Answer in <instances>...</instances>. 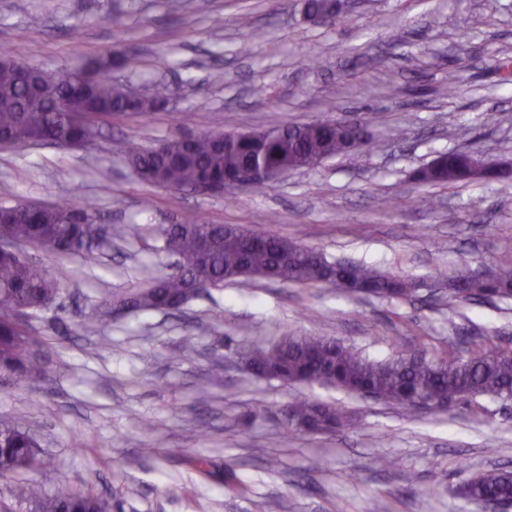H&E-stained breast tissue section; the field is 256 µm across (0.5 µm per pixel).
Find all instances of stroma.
Wrapping results in <instances>:
<instances>
[{"mask_svg":"<svg viewBox=\"0 0 512 512\" xmlns=\"http://www.w3.org/2000/svg\"><path fill=\"white\" fill-rule=\"evenodd\" d=\"M305 0H0V52L21 46L52 73L134 56L112 76L165 110L121 115L91 145L0 149V203L93 199L112 231L98 264L26 246L62 291L26 318L49 345L50 381L0 383V420L27 412L57 490L112 496L120 512H480L457 489L512 468V403L488 396L408 411L317 384L255 377L237 355L284 331L356 346L374 359L449 339L512 347V298L449 305L348 298L323 285L225 281L175 312L110 313L106 299L170 273L159 226L193 216L416 280L512 267V180L422 185L418 168L466 150L512 160V0H351L336 24L306 20ZM119 27L101 24V16ZM461 83L448 90V73ZM188 114V126L177 118ZM332 119L360 123L374 148L299 169L263 189L180 191L141 180L126 144L182 134L264 130ZM137 223V234L124 227ZM345 407L351 425L287 434L293 398ZM202 455L211 476L189 468ZM387 456L396 465L375 467ZM277 466H270V459ZM234 466L245 493L224 487ZM181 486L171 496L168 486Z\"/></svg>","mask_w":512,"mask_h":512,"instance_id":"35a3bbf8","label":"stroma"}]
</instances>
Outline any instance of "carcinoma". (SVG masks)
Masks as SVG:
<instances>
[{
	"instance_id": "cac0c4a2",
	"label": "carcinoma",
	"mask_w": 512,
	"mask_h": 512,
	"mask_svg": "<svg viewBox=\"0 0 512 512\" xmlns=\"http://www.w3.org/2000/svg\"><path fill=\"white\" fill-rule=\"evenodd\" d=\"M13 65H0V146L21 148L40 142L60 141L70 147L91 140L100 121L114 114L147 113L163 108L168 91L156 86L152 95L129 98L127 90L110 79L112 57L92 61L94 78L82 94L68 92L62 76L41 71L37 89L30 88L29 65L20 53ZM344 150V140L333 121L272 128L265 131L182 134L145 148L131 142L127 159L144 180L182 190H198L211 180L237 175L256 165L282 172L328 159ZM468 152L450 150V183L470 180L465 160ZM425 184L441 183L427 170L416 171ZM97 208L92 200L76 204L20 209L0 204V233L24 243L49 245L55 255H78L87 264L97 261L89 243ZM163 249L179 258L177 271L155 280L149 287L105 302L117 311H176L200 292L224 285L234 278H264L297 284L333 285L346 279L349 294L401 298L414 292L413 282L365 264L328 261L314 248L303 246L270 230L251 236L244 229L211 224L196 216L183 224L160 228ZM452 295L461 301L512 297V277L491 281L471 272L448 277ZM59 280L39 263L15 254H0V374L16 385L47 380L44 367L46 339L30 334L12 310H41L60 294ZM418 363L410 356L374 360L360 349L316 335L288 332L264 346L251 343L240 356L260 377L285 383L328 386L355 394L371 390L376 399L411 409L416 393L433 403L447 394L467 400L491 396L512 400V353L503 349L472 350L462 355L457 344L448 351ZM290 430L328 433L349 424L341 406L295 399L286 409ZM40 472L38 480H20L12 495L32 504L34 512H114L112 498L91 491H53L52 472L38 458L27 415L20 413L0 424V473ZM465 499L481 505L512 500V470L494 469L460 487Z\"/></svg>"
}]
</instances>
